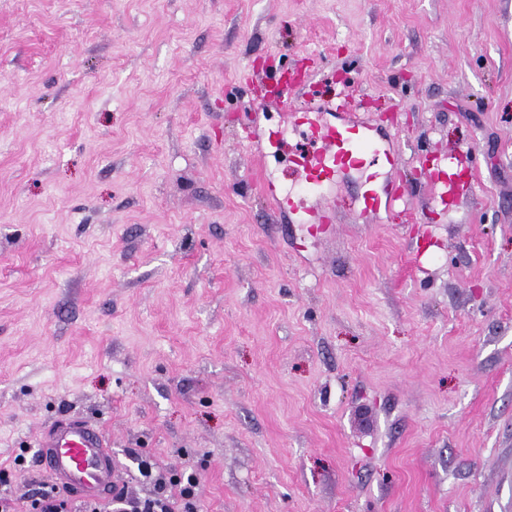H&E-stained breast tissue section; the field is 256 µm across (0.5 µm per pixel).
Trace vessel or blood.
I'll return each mask as SVG.
<instances>
[{"label":"vessel or blood","instance_id":"obj_1","mask_svg":"<svg viewBox=\"0 0 512 512\" xmlns=\"http://www.w3.org/2000/svg\"><path fill=\"white\" fill-rule=\"evenodd\" d=\"M277 125L258 129L249 123L242 138L253 146L263 137L268 150L278 152L286 132L308 139L313 150L294 151L290 173L296 191H283L267 175L258 180L259 191L280 224H304L310 235L326 237L339 221L337 187L351 195L353 213L367 221L402 203L388 175L399 165V154L381 137L379 127L360 118L343 104L319 103L300 96L288 83L277 86ZM438 202L455 209L474 203L479 194L475 153L467 149L437 160L428 171ZM36 462L51 485L79 500L115 496L123 482L100 425L81 416L52 423L37 441Z\"/></svg>","mask_w":512,"mask_h":512}]
</instances>
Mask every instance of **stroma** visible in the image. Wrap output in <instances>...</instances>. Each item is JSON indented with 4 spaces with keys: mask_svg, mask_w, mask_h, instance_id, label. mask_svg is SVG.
Segmentation results:
<instances>
[{
    "mask_svg": "<svg viewBox=\"0 0 512 512\" xmlns=\"http://www.w3.org/2000/svg\"><path fill=\"white\" fill-rule=\"evenodd\" d=\"M319 67L416 223H274L243 75ZM70 415L199 512H512V0H0V494ZM427 178L434 188L437 201L448 210L464 203L473 204L479 194V176L475 153L467 148L438 159Z\"/></svg>",
    "mask_w": 512,
    "mask_h": 512,
    "instance_id": "35a3bbf8",
    "label": "stroma"
}]
</instances>
